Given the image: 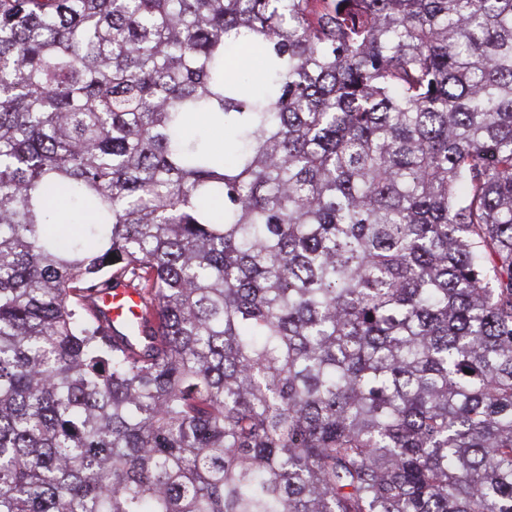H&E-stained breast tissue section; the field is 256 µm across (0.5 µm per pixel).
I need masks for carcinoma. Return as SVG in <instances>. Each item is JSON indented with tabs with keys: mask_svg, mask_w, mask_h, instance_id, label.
I'll return each instance as SVG.
<instances>
[{
	"mask_svg": "<svg viewBox=\"0 0 512 512\" xmlns=\"http://www.w3.org/2000/svg\"><path fill=\"white\" fill-rule=\"evenodd\" d=\"M0 512H512V0H0ZM102 303L110 312L112 323H132L141 312V299L133 288L115 289L112 295L103 297Z\"/></svg>",
	"mask_w": 512,
	"mask_h": 512,
	"instance_id": "1",
	"label": "carcinoma"
}]
</instances>
